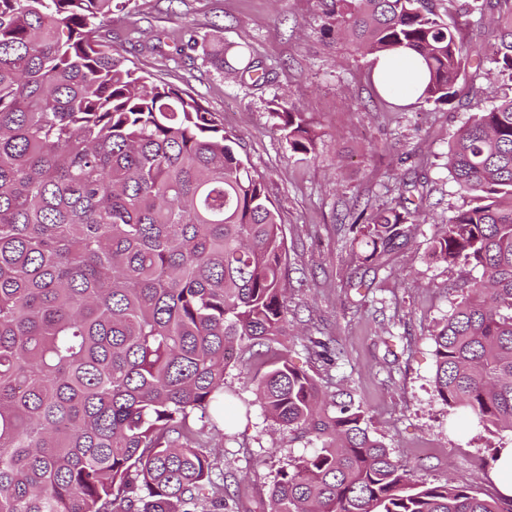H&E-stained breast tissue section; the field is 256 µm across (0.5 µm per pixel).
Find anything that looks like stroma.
I'll list each match as a JSON object with an SVG mask.
<instances>
[{
  "instance_id": "35a3bbf8",
  "label": "stroma",
  "mask_w": 512,
  "mask_h": 512,
  "mask_svg": "<svg viewBox=\"0 0 512 512\" xmlns=\"http://www.w3.org/2000/svg\"><path fill=\"white\" fill-rule=\"evenodd\" d=\"M188 28L249 46L267 82L217 71L197 53L152 51L158 34L175 39ZM111 46L152 77L200 98L263 175L288 248L293 363L363 405L374 434L417 481L452 476L496 493L490 471L497 436L448 410L433 390L430 335L453 311L450 284L458 273L430 256L429 240L464 202L446 168L448 142L476 108L489 105L499 85L469 72L452 103L394 110L372 80L370 58L323 34L316 0H132L112 20ZM275 99L305 112L316 132L314 160L290 151L269 114ZM402 181L424 195L419 233L383 266L359 265L345 244L352 204L390 202ZM357 274L365 288H350ZM310 334L333 340L344 359L332 367L311 359ZM224 385L240 415L207 453L215 473H235L237 512H268L277 472L308 449L266 419L246 372L227 369Z\"/></svg>"
}]
</instances>
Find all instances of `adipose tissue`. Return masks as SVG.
Segmentation results:
<instances>
[{
  "label": "adipose tissue",
  "instance_id": "obj_1",
  "mask_svg": "<svg viewBox=\"0 0 512 512\" xmlns=\"http://www.w3.org/2000/svg\"><path fill=\"white\" fill-rule=\"evenodd\" d=\"M372 79L382 93L410 103L418 96L423 70L419 59L412 52L398 48L377 58L372 69Z\"/></svg>",
  "mask_w": 512,
  "mask_h": 512
}]
</instances>
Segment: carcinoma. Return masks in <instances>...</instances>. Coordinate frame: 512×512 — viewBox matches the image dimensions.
Here are the masks:
<instances>
[{
	"label": "carcinoma",
	"instance_id": "obj_1",
	"mask_svg": "<svg viewBox=\"0 0 512 512\" xmlns=\"http://www.w3.org/2000/svg\"><path fill=\"white\" fill-rule=\"evenodd\" d=\"M130 0H0V512H229L202 449L237 413L224 373L252 376L267 415L316 445L279 472L269 512H512L466 481L415 482L344 393L288 360V253L263 177L224 121L105 44ZM319 0L330 36L373 57L422 60L417 101L445 105L471 66L452 0ZM489 62L512 84V0H496ZM217 70L254 71L246 45H175ZM295 154L304 113L272 101ZM448 172L468 199L430 241L481 270L431 334L434 391L512 434V95L453 135ZM363 208L350 247L373 265L411 239L417 212ZM306 349L334 364L328 343Z\"/></svg>",
	"mask_w": 512,
	"mask_h": 512
}]
</instances>
